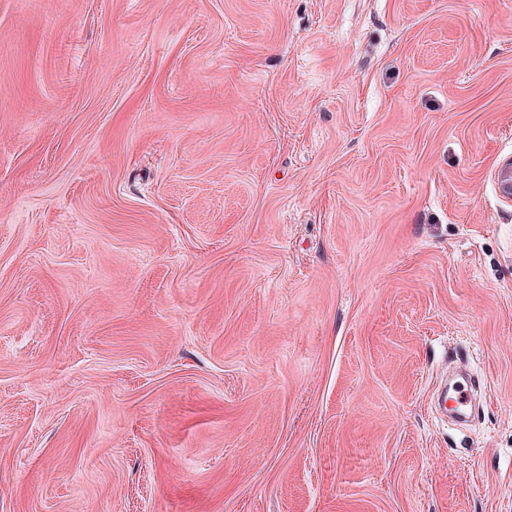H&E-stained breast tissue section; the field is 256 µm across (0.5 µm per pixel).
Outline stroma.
I'll return each mask as SVG.
<instances>
[{"instance_id": "1", "label": "stroma", "mask_w": 512, "mask_h": 512, "mask_svg": "<svg viewBox=\"0 0 512 512\" xmlns=\"http://www.w3.org/2000/svg\"><path fill=\"white\" fill-rule=\"evenodd\" d=\"M509 161L512 0H0V512H512Z\"/></svg>"}]
</instances>
